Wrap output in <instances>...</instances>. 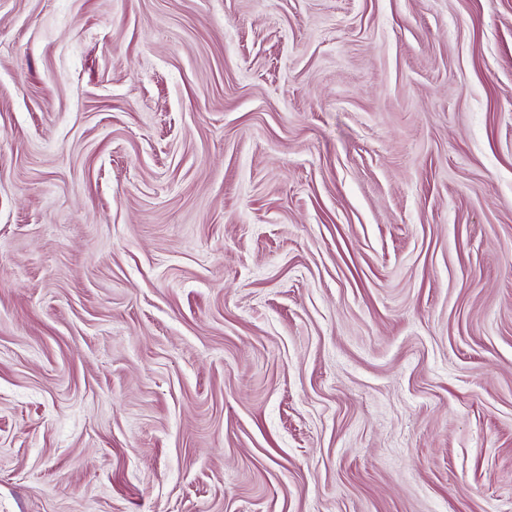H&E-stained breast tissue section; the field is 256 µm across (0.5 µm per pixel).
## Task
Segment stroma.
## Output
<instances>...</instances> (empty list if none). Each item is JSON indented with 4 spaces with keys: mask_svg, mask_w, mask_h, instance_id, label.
I'll use <instances>...</instances> for the list:
<instances>
[{
    "mask_svg": "<svg viewBox=\"0 0 512 512\" xmlns=\"http://www.w3.org/2000/svg\"><path fill=\"white\" fill-rule=\"evenodd\" d=\"M0 512H512V0H0Z\"/></svg>",
    "mask_w": 512,
    "mask_h": 512,
    "instance_id": "obj_1",
    "label": "stroma"
}]
</instances>
